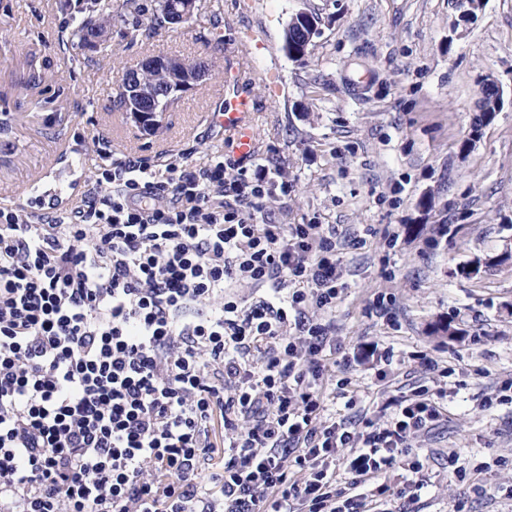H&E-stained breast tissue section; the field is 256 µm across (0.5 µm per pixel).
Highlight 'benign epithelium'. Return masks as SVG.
Masks as SVG:
<instances>
[{
    "label": "benign epithelium",
    "mask_w": 512,
    "mask_h": 512,
    "mask_svg": "<svg viewBox=\"0 0 512 512\" xmlns=\"http://www.w3.org/2000/svg\"><path fill=\"white\" fill-rule=\"evenodd\" d=\"M197 11V0H173L169 21L173 25H181L191 20ZM307 16L309 12L300 10L289 22L291 27L308 25L309 33L294 46V53L299 59L306 55L313 38L314 25L307 24ZM149 71L166 74L167 82L161 86L147 82L141 77V73ZM209 75L210 68L205 62L188 69L177 56L164 52L153 53L142 59L139 68L128 70L120 77L125 93L123 115L142 135L152 137L163 125L165 110L161 103L182 101Z\"/></svg>",
    "instance_id": "obj_1"
}]
</instances>
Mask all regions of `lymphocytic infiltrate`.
Returning <instances> with one entry per match:
<instances>
[{
    "label": "lymphocytic infiltrate",
    "mask_w": 512,
    "mask_h": 512,
    "mask_svg": "<svg viewBox=\"0 0 512 512\" xmlns=\"http://www.w3.org/2000/svg\"><path fill=\"white\" fill-rule=\"evenodd\" d=\"M270 197L217 153L121 158L74 208H0V512H364L358 487L420 472L438 395L362 432L323 418L334 339L305 308L336 306V231L260 223Z\"/></svg>",
    "instance_id": "lymphocytic-infiltrate-1"
}]
</instances>
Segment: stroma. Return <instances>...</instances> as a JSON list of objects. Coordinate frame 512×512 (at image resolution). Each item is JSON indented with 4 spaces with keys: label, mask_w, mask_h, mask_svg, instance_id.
<instances>
[{
    "label": "stroma",
    "mask_w": 512,
    "mask_h": 512,
    "mask_svg": "<svg viewBox=\"0 0 512 512\" xmlns=\"http://www.w3.org/2000/svg\"><path fill=\"white\" fill-rule=\"evenodd\" d=\"M96 52L68 41L93 0H0V205L37 183L43 206L78 205L101 165L134 156L192 165L227 151L208 112L239 62L256 101V153L243 161L288 185L264 215L325 224L343 241L344 288L322 314L336 338L323 386L326 416L356 429L417 390L442 392L444 416L412 439L424 476L418 500L390 512H512V105L468 152L460 144L491 73L512 93V0H482L462 24L458 0H200L194 19L134 36L126 0ZM316 13L308 54L289 59L284 30ZM224 45L215 48L213 35ZM207 58L211 76L142 136L112 108L119 78L152 53ZM86 157L72 164L59 152ZM364 245H355V238ZM484 261L466 278L463 266ZM452 320L461 334H432Z\"/></svg>",
    "instance_id": "obj_1"
}]
</instances>
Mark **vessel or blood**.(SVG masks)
<instances>
[{"label": "vessel or blood", "mask_w": 512, "mask_h": 512, "mask_svg": "<svg viewBox=\"0 0 512 512\" xmlns=\"http://www.w3.org/2000/svg\"><path fill=\"white\" fill-rule=\"evenodd\" d=\"M224 102L211 114L213 124L223 127L238 156L248 157L256 151L253 116L255 100L244 86L242 71L235 63L226 66Z\"/></svg>", "instance_id": "obj_1"}]
</instances>
